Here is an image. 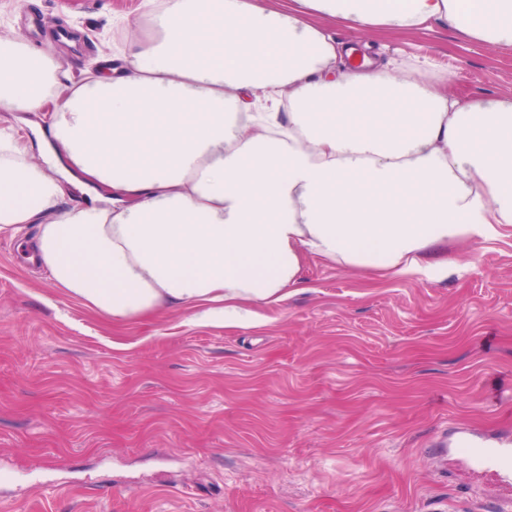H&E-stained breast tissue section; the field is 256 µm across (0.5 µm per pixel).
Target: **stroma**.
<instances>
[{
  "instance_id": "stroma-1",
  "label": "stroma",
  "mask_w": 512,
  "mask_h": 512,
  "mask_svg": "<svg viewBox=\"0 0 512 512\" xmlns=\"http://www.w3.org/2000/svg\"><path fill=\"white\" fill-rule=\"evenodd\" d=\"M145 18L144 0H0V40L52 57L63 81L0 127L32 138ZM331 31L456 70L449 94L512 93V49ZM304 276L254 327L192 310L116 322L0 237V512H503L450 449L512 441V225L447 278L319 259Z\"/></svg>"
}]
</instances>
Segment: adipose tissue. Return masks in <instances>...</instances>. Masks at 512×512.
<instances>
[{"mask_svg": "<svg viewBox=\"0 0 512 512\" xmlns=\"http://www.w3.org/2000/svg\"><path fill=\"white\" fill-rule=\"evenodd\" d=\"M327 19L512 49V0H165L127 65L75 86L33 142L0 130V236L35 225L54 285L116 321L238 326L311 257L458 273L512 224V94L399 75ZM57 70L1 43L0 110L41 111ZM54 167L101 204H67Z\"/></svg>", "mask_w": 512, "mask_h": 512, "instance_id": "1", "label": "adipose tissue"}]
</instances>
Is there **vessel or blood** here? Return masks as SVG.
<instances>
[{"label":"vessel or blood","instance_id":"obj_1","mask_svg":"<svg viewBox=\"0 0 512 512\" xmlns=\"http://www.w3.org/2000/svg\"><path fill=\"white\" fill-rule=\"evenodd\" d=\"M455 452L474 476L495 487L500 501L512 502V448L478 445L463 439Z\"/></svg>","mask_w":512,"mask_h":512}]
</instances>
